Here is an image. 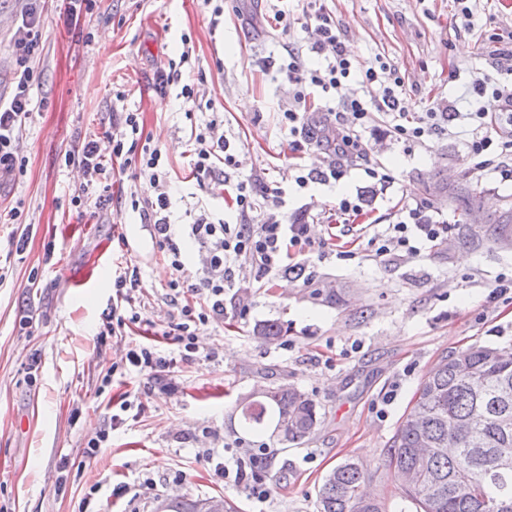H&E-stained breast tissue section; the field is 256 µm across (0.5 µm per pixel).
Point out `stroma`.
Wrapping results in <instances>:
<instances>
[{
  "instance_id": "35a3bbf8",
  "label": "stroma",
  "mask_w": 512,
  "mask_h": 512,
  "mask_svg": "<svg viewBox=\"0 0 512 512\" xmlns=\"http://www.w3.org/2000/svg\"><path fill=\"white\" fill-rule=\"evenodd\" d=\"M68 3L43 5L31 116L20 133L25 166L0 180V512H75L89 493L97 512H154L156 499L176 496H221L236 512H317L323 476L348 457L367 469L366 490L386 512H416L394 488L387 446L421 381L443 356L475 343L512 352V290L490 296L498 276L512 277V245L486 241V224L452 225L451 201L432 197L428 187L437 178L451 188L480 187L485 213H494L512 205V175H502L512 172V156H469L456 122L407 146L377 116L356 130L366 163L348 162L339 182L317 180L316 172L340 159L308 133L289 134L282 114L302 104L279 71L292 50L306 64L321 60L305 25L307 0H224L216 27L204 0H96L74 26L65 23ZM22 6L0 0L4 96L13 89L11 37ZM470 6L467 28L455 19L453 0L324 2L353 59L396 68L411 118L430 109L469 111L464 90L472 76L494 86L512 82V9L502 0ZM280 9L288 15L283 24L274 18ZM185 49L191 62L182 80L195 88L192 101L180 98L179 86L156 85L157 70ZM124 112L138 113L145 135L166 153L172 222L189 223L185 209L194 198L211 219L243 221L230 192L189 175L190 128L219 112L237 148L239 176L280 189L273 215L310 225L314 240L302 257L312 283L258 282L249 267L237 271L247 316L231 307L223 322L198 331L199 357L180 365L171 396L149 391L146 377L112 372L136 343L178 350L171 270L150 226L114 203L81 213L70 204L84 179L78 165L65 164V152L88 138L109 151L106 134ZM369 166L388 183H374ZM305 174L308 184L298 186ZM359 194L360 228L343 233L337 204ZM420 204L433 221L449 224L447 239L415 257L370 258V236ZM22 234L27 246L19 253ZM339 248L354 258L336 259ZM119 267L141 279L132 301L139 320L103 343L98 334ZM322 288L334 289L335 302L319 296ZM272 320L288 334L269 343L256 328ZM272 384L297 388L321 408L322 423L300 443L240 424L239 403ZM125 395L138 412H120ZM115 413L122 419L109 442L85 459L87 441ZM238 441L268 451L265 501L218 478L201 454ZM64 456L81 475L60 495L46 477L57 474ZM119 484L127 485L125 496L113 495Z\"/></svg>"
}]
</instances>
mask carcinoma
Segmentation results:
<instances>
[{
    "mask_svg": "<svg viewBox=\"0 0 512 512\" xmlns=\"http://www.w3.org/2000/svg\"><path fill=\"white\" fill-rule=\"evenodd\" d=\"M482 194L467 187L458 195L456 223H468ZM488 223L495 224L496 240L512 232V207ZM258 332L272 342L288 328L270 321ZM240 419L248 429L271 427L293 443L320 424L317 403L286 385H271L264 397L241 404ZM387 462L402 494L420 512H512V353L472 345L444 356L392 436ZM365 478L362 463L344 459L323 478L317 512H384L361 491Z\"/></svg>",
    "mask_w": 512,
    "mask_h": 512,
    "instance_id": "carcinoma-1",
    "label": "carcinoma"
}]
</instances>
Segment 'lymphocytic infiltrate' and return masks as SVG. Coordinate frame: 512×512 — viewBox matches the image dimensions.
<instances>
[{"instance_id": "f902f5d3", "label": "lymphocytic infiltrate", "mask_w": 512, "mask_h": 512, "mask_svg": "<svg viewBox=\"0 0 512 512\" xmlns=\"http://www.w3.org/2000/svg\"><path fill=\"white\" fill-rule=\"evenodd\" d=\"M41 0H25L21 23L13 35V54L18 66L15 86L9 99L0 98V173L23 170L25 160L18 153L20 132L30 115L29 88L36 79L31 62L37 54L41 36L39 18ZM313 21L321 43L334 46L335 53L325 65L305 68L296 53H289L287 64L281 71L297 89L298 100H305L309 87L320 88L325 94L337 99L343 113L352 115L356 126H364L372 112L388 115L391 133L407 143L444 131L449 120L462 122L468 139V155L478 156L497 148L501 152L512 151V139L494 141L491 130L495 124L483 109L448 115L445 112L427 111L417 120H408L400 106L401 79L395 68L382 60L356 66L341 46L330 16L324 8L315 7L307 15ZM359 72L362 84L375 87L374 97L365 99L346 91V82L352 72ZM219 118L210 119L204 128H192L190 132L192 171L196 180H210L215 186H223L220 174L223 169L238 170L239 162L227 138L216 132ZM112 144L110 155L100 152L96 140H85L77 152V163L86 177L80 193L70 199L74 208L88 204L101 207L112 201L113 160H120L121 171L131 172L133 177L148 178L158 186L153 200L145 201L137 194L124 199L125 207L139 213L144 223L150 224L153 238L169 262L171 280L168 284L173 296H181L192 290L199 297L198 304H186L177 310L176 355H161L155 345L141 343L128 351L126 360L130 366L144 373L150 387L159 393L170 395L176 390L174 381L179 364L194 360L197 352L196 333L200 327L219 323L227 308L224 300L237 286L235 271L242 265H250L255 276L275 280L296 270L295 260L312 244L310 229L305 224H281L265 217L257 204L258 198L278 203L277 190L260 186L252 179H240L235 184V203L240 213H253L250 224H227L213 221L207 213H200L192 224L184 228L186 236L199 247L203 259L197 283H189L185 263L170 222V198L164 189L166 183V157L161 149L152 145L145 136L138 113L128 112L115 129L109 133ZM449 227L436 224L423 215L421 208L407 212L397 223L374 235L370 244L373 258L380 259L403 253L419 254L420 244L435 243L448 236ZM206 457L214 463L218 476L244 486L258 500L269 494L267 458L264 452L254 451L245 455L230 456L218 451H208Z\"/></svg>"}]
</instances>
